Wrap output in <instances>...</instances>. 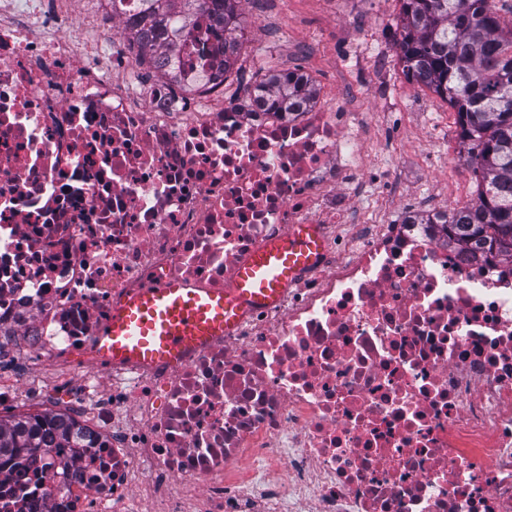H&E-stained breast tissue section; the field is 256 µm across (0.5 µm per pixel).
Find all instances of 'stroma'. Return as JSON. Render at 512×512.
I'll return each instance as SVG.
<instances>
[{
	"instance_id": "stroma-1",
	"label": "stroma",
	"mask_w": 512,
	"mask_h": 512,
	"mask_svg": "<svg viewBox=\"0 0 512 512\" xmlns=\"http://www.w3.org/2000/svg\"><path fill=\"white\" fill-rule=\"evenodd\" d=\"M276 12L301 18L271 47L263 29L247 37L246 74L311 71L327 93H346L353 111L368 115L381 132L384 113L395 115L390 151L399 157L389 187L354 199L360 209L383 205L398 212L423 198H472L477 177L455 130L456 113L446 101L402 72L396 40L400 0H271ZM459 164L441 168L443 156Z\"/></svg>"
}]
</instances>
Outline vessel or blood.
<instances>
[{
  "label": "vessel or blood",
  "mask_w": 512,
  "mask_h": 512,
  "mask_svg": "<svg viewBox=\"0 0 512 512\" xmlns=\"http://www.w3.org/2000/svg\"><path fill=\"white\" fill-rule=\"evenodd\" d=\"M322 247L317 225L296 224L240 267L231 292L209 294L163 280L113 309L99 336L102 350L115 362H177L209 338L231 335L244 312L276 307Z\"/></svg>",
  "instance_id": "obj_1"
}]
</instances>
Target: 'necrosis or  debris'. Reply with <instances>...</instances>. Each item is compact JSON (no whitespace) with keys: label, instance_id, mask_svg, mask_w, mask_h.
Wrapping results in <instances>:
<instances>
[{"label":"necrosis or debris","instance_id":"4bbe7bcc","mask_svg":"<svg viewBox=\"0 0 512 512\" xmlns=\"http://www.w3.org/2000/svg\"><path fill=\"white\" fill-rule=\"evenodd\" d=\"M112 0H0V405L90 448L0 471V512H512V262L356 209L386 154L346 95L225 89L197 11L135 54ZM325 253L279 308L179 364L115 363L112 308L173 278L224 292L289 225Z\"/></svg>","mask_w":512,"mask_h":512}]
</instances>
